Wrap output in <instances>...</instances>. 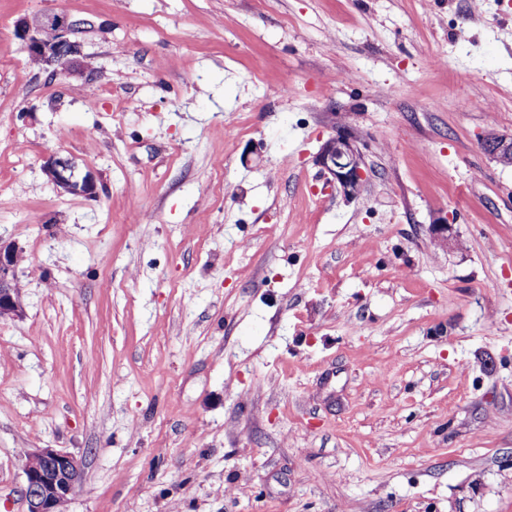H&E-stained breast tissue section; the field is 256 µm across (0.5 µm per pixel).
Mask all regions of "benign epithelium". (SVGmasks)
Segmentation results:
<instances>
[{
	"instance_id": "obj_1",
	"label": "benign epithelium",
	"mask_w": 512,
	"mask_h": 512,
	"mask_svg": "<svg viewBox=\"0 0 512 512\" xmlns=\"http://www.w3.org/2000/svg\"><path fill=\"white\" fill-rule=\"evenodd\" d=\"M81 21L66 14H48L24 23L20 37L25 41L29 56L46 65L60 66L79 50L71 39ZM487 149L500 152L512 150V134L493 135L485 140ZM318 163L339 184L344 195L359 193L364 177L363 161L353 140L339 133L328 139L318 156ZM46 171L58 186L73 195L92 197L96 186L91 174L78 177L71 159L51 156ZM20 261L18 249L0 245V318L19 312V291L15 283ZM23 471L26 488V512H64L63 506L74 490L82 485L83 472L77 459L54 448H33L24 453Z\"/></svg>"
}]
</instances>
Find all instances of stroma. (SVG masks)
I'll list each match as a JSON object with an SVG mask.
<instances>
[{"label":"stroma","instance_id":"obj_1","mask_svg":"<svg viewBox=\"0 0 512 512\" xmlns=\"http://www.w3.org/2000/svg\"><path fill=\"white\" fill-rule=\"evenodd\" d=\"M49 13L88 23L58 74L16 35ZM492 132L512 0H0V512L29 448L79 460L65 512H512ZM318 163L331 175L330 182L339 184L345 196L359 193L364 177L363 161L346 134L337 133L325 142ZM45 168L53 182L67 192L88 198L96 194V186L92 175L87 173L79 178L71 159L60 155H52L48 159ZM19 261L18 249L0 245V318L19 312V291L15 283Z\"/></svg>","mask_w":512,"mask_h":512}]
</instances>
